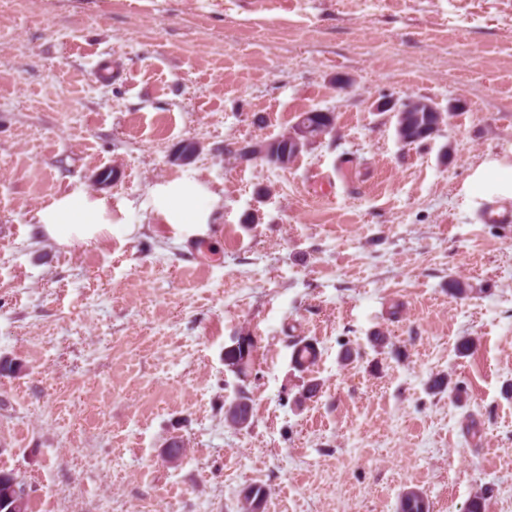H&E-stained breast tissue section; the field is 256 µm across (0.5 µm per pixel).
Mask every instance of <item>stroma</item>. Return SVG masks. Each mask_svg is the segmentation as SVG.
Here are the masks:
<instances>
[{
  "mask_svg": "<svg viewBox=\"0 0 512 512\" xmlns=\"http://www.w3.org/2000/svg\"><path fill=\"white\" fill-rule=\"evenodd\" d=\"M417 97L456 111L405 145L375 106ZM311 109L336 132L288 167L225 156ZM489 155L512 160V0H0V471L29 512H240L251 485L264 512L411 490L512 512V231L469 181ZM186 179L216 198L195 235L148 194ZM77 191L111 198V240L37 239ZM297 336L320 352L303 373Z\"/></svg>",
  "mask_w": 512,
  "mask_h": 512,
  "instance_id": "obj_1",
  "label": "stroma"
}]
</instances>
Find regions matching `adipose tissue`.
<instances>
[{
	"mask_svg": "<svg viewBox=\"0 0 512 512\" xmlns=\"http://www.w3.org/2000/svg\"><path fill=\"white\" fill-rule=\"evenodd\" d=\"M471 181L483 188L486 198L512 199V162L486 157L474 168ZM150 194L168 223L182 225L191 234L206 226L209 209L201 205L203 190L196 183L158 184L151 188ZM33 231L39 237L61 244L74 240L98 244L112 235V202L83 192L61 195L39 211Z\"/></svg>",
	"mask_w": 512,
	"mask_h": 512,
	"instance_id": "obj_1",
	"label": "adipose tissue"
}]
</instances>
